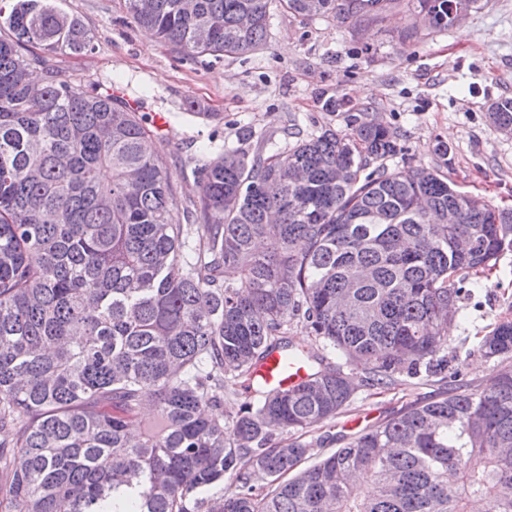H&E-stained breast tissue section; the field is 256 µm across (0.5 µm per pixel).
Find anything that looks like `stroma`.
I'll return each instance as SVG.
<instances>
[{"label": "stroma", "mask_w": 512, "mask_h": 512, "mask_svg": "<svg viewBox=\"0 0 512 512\" xmlns=\"http://www.w3.org/2000/svg\"><path fill=\"white\" fill-rule=\"evenodd\" d=\"M56 3L82 21L92 42L82 54L50 56V64L73 83L141 98L144 113L162 118L151 147L182 195L197 193L193 157L209 144L237 148L248 132L250 148L281 151L296 135L342 130L347 115L367 112L399 135L401 151L388 167H437L488 204L512 208V136L487 119L492 102L512 98V0H478L442 31L415 26L406 0L379 17L346 21L308 19L276 2L262 46L208 64L156 40L123 0ZM330 99L342 107L327 108ZM188 100L195 111H185ZM441 142L444 157L435 152ZM454 285L460 294L448 323V366L467 390L481 391L512 368V353L488 359L479 349L499 320H512V252L489 278L461 273ZM354 387L344 412L301 432L315 453H332L340 436L454 391L449 380L404 373L386 388L358 373Z\"/></svg>", "instance_id": "1"}]
</instances>
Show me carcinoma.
I'll return each mask as SVG.
<instances>
[{"label": "carcinoma", "mask_w": 512, "mask_h": 512, "mask_svg": "<svg viewBox=\"0 0 512 512\" xmlns=\"http://www.w3.org/2000/svg\"><path fill=\"white\" fill-rule=\"evenodd\" d=\"M125 2L188 59L257 49L272 4ZM283 2L347 20L393 0ZM416 2L431 28L453 25L448 0ZM89 43L52 0H0V512H512V370L486 391L408 407L309 466L311 444L286 438L353 397L329 349L379 385L422 362L445 373L450 280L512 251V209L436 169L389 168L398 137L360 112L344 133L271 155H202L199 193L173 224L177 185L148 149L139 100L47 64ZM488 118L512 126V99ZM296 322L309 342L289 338ZM480 348L512 353V320ZM275 351L306 362L308 380L263 390L254 370ZM229 389L243 401L224 415ZM147 391L157 419L136 436Z\"/></svg>", "instance_id": "obj_1"}]
</instances>
